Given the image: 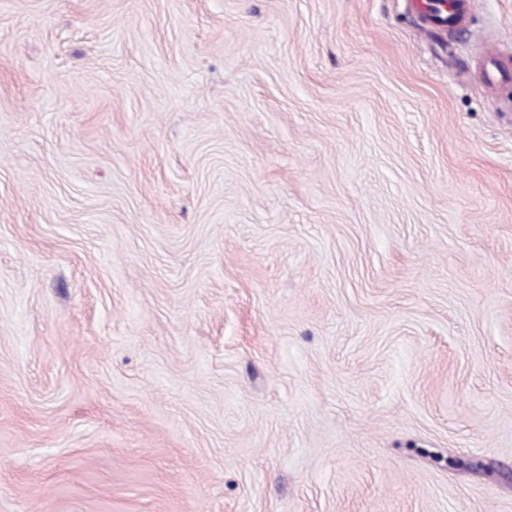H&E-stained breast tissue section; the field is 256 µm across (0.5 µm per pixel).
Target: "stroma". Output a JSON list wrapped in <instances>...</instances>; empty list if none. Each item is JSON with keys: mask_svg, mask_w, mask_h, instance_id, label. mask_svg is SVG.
Listing matches in <instances>:
<instances>
[{"mask_svg": "<svg viewBox=\"0 0 512 512\" xmlns=\"http://www.w3.org/2000/svg\"><path fill=\"white\" fill-rule=\"evenodd\" d=\"M0 0V512H512V0ZM428 24H437L448 30H461L465 27L467 14L471 8L469 0H410ZM481 72L489 86L512 81V64L508 59L497 56L496 49L487 50L481 63Z\"/></svg>", "mask_w": 512, "mask_h": 512, "instance_id": "35a3bbf8", "label": "stroma"}]
</instances>
